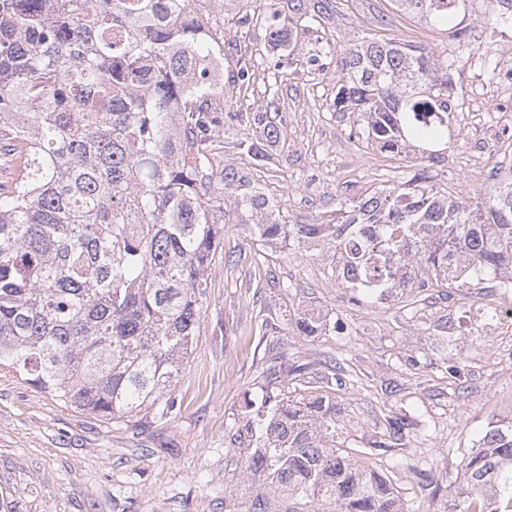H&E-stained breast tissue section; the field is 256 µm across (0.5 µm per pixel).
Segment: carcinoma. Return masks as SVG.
<instances>
[{
	"mask_svg": "<svg viewBox=\"0 0 512 512\" xmlns=\"http://www.w3.org/2000/svg\"><path fill=\"white\" fill-rule=\"evenodd\" d=\"M450 24L464 0H394ZM224 58V0H0V364L66 406L102 421L152 411L168 420L201 324L200 300L224 225L262 247L332 258L355 304L434 284L490 277L512 291V167L481 207L432 183L425 168L336 209V219L286 224L216 151L270 157L224 113L212 62ZM448 61L424 48L360 41L346 50L334 105L363 117L381 152L433 142L448 129ZM437 109L430 122L423 111ZM225 125L227 139L215 135ZM312 309L285 334H327ZM432 359L460 379L456 338L433 325ZM334 359L271 367L246 393L237 435L262 480L247 512H276L266 493L333 512H400L398 491L370 461L415 429L392 414L366 448L336 445ZM461 512H512V418L488 424L462 455Z\"/></svg>",
	"mask_w": 512,
	"mask_h": 512,
	"instance_id": "carcinoma-1",
	"label": "carcinoma"
}]
</instances>
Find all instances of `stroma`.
Masks as SVG:
<instances>
[{
	"label": "stroma",
	"mask_w": 512,
	"mask_h": 512,
	"mask_svg": "<svg viewBox=\"0 0 512 512\" xmlns=\"http://www.w3.org/2000/svg\"><path fill=\"white\" fill-rule=\"evenodd\" d=\"M224 0V109L266 114L278 131L266 139L247 128L271 155L260 168L244 154L225 152L221 164L255 187L291 224L335 213L343 201L411 175L413 152L385 153L368 145L359 115L335 111L345 49L361 39L425 48L448 60L449 93L469 104L478 84L500 72L498 44L512 29L492 24L499 0H467L457 29L434 26L398 11L392 0ZM290 35L270 40L271 19ZM478 66H471V59ZM283 68H276V61ZM497 110L477 108L467 126L450 115L441 156L428 170L436 186L467 205L482 204L492 173L512 166V129ZM258 249L242 225L224 227L203 297L198 339L176 385L180 411L160 421L142 414L100 421L79 413L25 376L0 365V512H246L258 478L245 475L247 443H232L245 391L276 357L320 367L342 359L355 383L336 399L346 444L367 447L385 415L421 414L430 434L415 433L398 452L407 468L388 469L401 512H443L460 481L459 461L488 423L512 417V334L482 321L483 304L498 296L495 280L432 296L419 316L402 299L352 306L327 257L282 246L268 256V275L253 276ZM313 308L338 330L314 338L284 335L289 315ZM447 314L462 346L461 387L438 369L406 370L407 354L430 344L429 325ZM427 469L428 485L414 477Z\"/></svg>",
	"instance_id": "obj_1"
}]
</instances>
